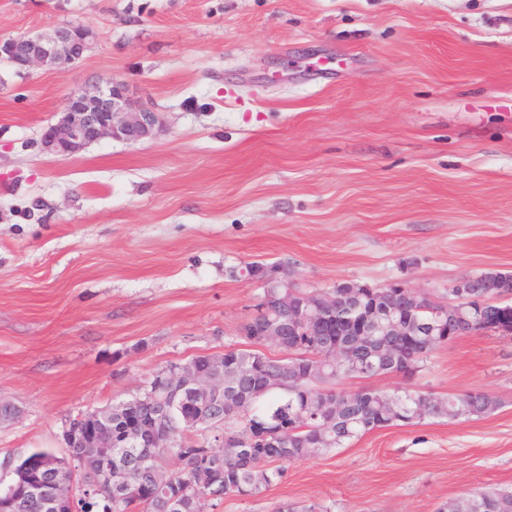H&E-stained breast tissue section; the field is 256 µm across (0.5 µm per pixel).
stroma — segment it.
<instances>
[{
  "label": "stroma",
  "mask_w": 512,
  "mask_h": 512,
  "mask_svg": "<svg viewBox=\"0 0 512 512\" xmlns=\"http://www.w3.org/2000/svg\"><path fill=\"white\" fill-rule=\"evenodd\" d=\"M90 29L58 68L0 58V489L64 456L84 412L248 343L264 297L399 282L449 298L512 274V0H0V39ZM116 79L156 135L63 159L42 137L74 88ZM485 392L487 416L382 428L203 512H437L512 490V335L438 347L411 379L343 390ZM245 273L248 279H257L264 285V300L262 303L258 305L257 313L254 315L252 319L256 318H264L266 316V312H262L261 309L265 304V301L272 297L277 292L281 291L282 288H293L288 285V283L282 282V280L278 277V272L272 269H266L262 267H250L245 269Z\"/></svg>",
  "instance_id": "stroma-1"
}]
</instances>
